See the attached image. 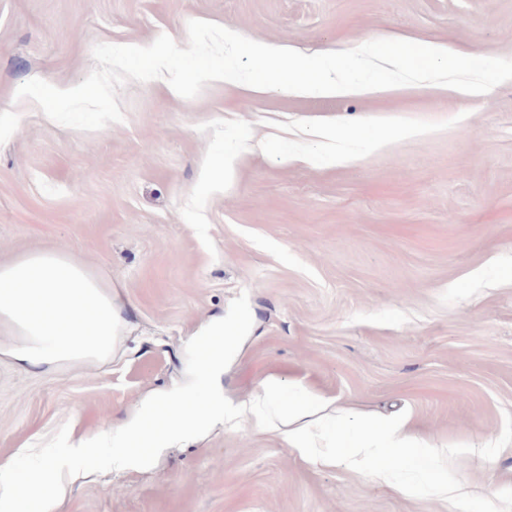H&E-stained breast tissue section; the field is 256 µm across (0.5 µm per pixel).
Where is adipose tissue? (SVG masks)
Masks as SVG:
<instances>
[{
    "label": "adipose tissue",
    "instance_id": "obj_1",
    "mask_svg": "<svg viewBox=\"0 0 512 512\" xmlns=\"http://www.w3.org/2000/svg\"><path fill=\"white\" fill-rule=\"evenodd\" d=\"M124 325L111 282L66 251L0 262V356L21 369L105 361Z\"/></svg>",
    "mask_w": 512,
    "mask_h": 512
}]
</instances>
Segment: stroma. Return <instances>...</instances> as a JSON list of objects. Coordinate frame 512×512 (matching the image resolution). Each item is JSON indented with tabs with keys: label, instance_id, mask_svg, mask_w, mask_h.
<instances>
[{
	"label": "stroma",
	"instance_id": "35a3bbf8",
	"mask_svg": "<svg viewBox=\"0 0 512 512\" xmlns=\"http://www.w3.org/2000/svg\"><path fill=\"white\" fill-rule=\"evenodd\" d=\"M209 21L305 54L377 39L512 59V0H0V261L61 248L130 308L103 363L26 372L0 357V462L68 425L127 424L184 381L186 342L249 296L222 378L249 404L266 377L327 413L405 412L436 447L482 446L512 413V81L337 98L163 79L119 92L122 122L60 126L18 87L80 83L96 44L188 43ZM419 136L389 137L392 124ZM348 156L344 165L333 155ZM454 469L512 488V445ZM54 512H452L274 429L216 425L148 469L86 474Z\"/></svg>",
	"mask_w": 512,
	"mask_h": 512
}]
</instances>
